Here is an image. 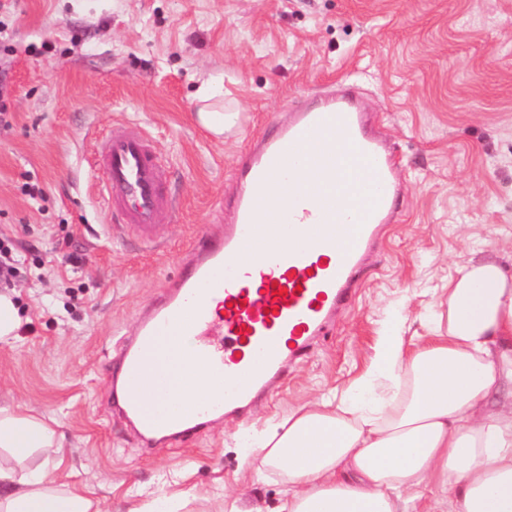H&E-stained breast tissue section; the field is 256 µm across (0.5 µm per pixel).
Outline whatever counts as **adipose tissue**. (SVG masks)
I'll return each mask as SVG.
<instances>
[{"mask_svg":"<svg viewBox=\"0 0 512 512\" xmlns=\"http://www.w3.org/2000/svg\"><path fill=\"white\" fill-rule=\"evenodd\" d=\"M60 448L52 420L0 407V512H94L51 486ZM251 466L284 512H410L430 487L448 512H512V266L471 252L427 335L389 313L364 374L273 425Z\"/></svg>","mask_w":512,"mask_h":512,"instance_id":"obj_1","label":"adipose tissue"}]
</instances>
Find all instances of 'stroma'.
I'll list each match as a JSON object with an SVG mask.
<instances>
[{
  "mask_svg": "<svg viewBox=\"0 0 512 512\" xmlns=\"http://www.w3.org/2000/svg\"><path fill=\"white\" fill-rule=\"evenodd\" d=\"M230 119H197L202 84ZM351 85L400 158V223L356 301L273 384L250 423L226 417L143 448L110 411L109 359L138 316L218 231L234 159L290 111ZM0 291L20 324L0 343V405L54 418L65 461L48 477L101 512L159 494L182 512L237 497L279 512L285 487L245 457L289 409L346 389L388 309L410 336L469 249L512 253V0H0ZM166 162L174 206L151 239L112 223L90 165L131 124ZM36 196H29V187Z\"/></svg>",
  "mask_w": 512,
  "mask_h": 512,
  "instance_id": "stroma-1",
  "label": "stroma"
}]
</instances>
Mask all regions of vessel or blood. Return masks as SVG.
Segmentation results:
<instances>
[{
	"label": "vessel or blood",
	"mask_w": 512,
	"mask_h": 512,
	"mask_svg": "<svg viewBox=\"0 0 512 512\" xmlns=\"http://www.w3.org/2000/svg\"><path fill=\"white\" fill-rule=\"evenodd\" d=\"M356 143L370 180L371 209L337 206L332 194L344 142ZM102 202L125 224L151 236L169 204L165 165L135 130L109 136L96 154ZM309 169L314 182L295 180ZM230 223L201 239L182 272L143 314L135 336L120 341L112 383L121 413L146 445L199 430L226 415L248 416L287 366L305 358L352 298L382 225L399 214L400 166L374 116L351 92L293 110L287 124L258 137L237 167ZM282 190L276 207L266 198ZM358 225L356 241L343 231ZM222 330L223 342L212 335ZM219 380L201 397L198 372ZM160 387L147 407L139 390L146 378ZM184 394L175 402L173 393Z\"/></svg>",
	"instance_id": "b4317fda"
}]
</instances>
